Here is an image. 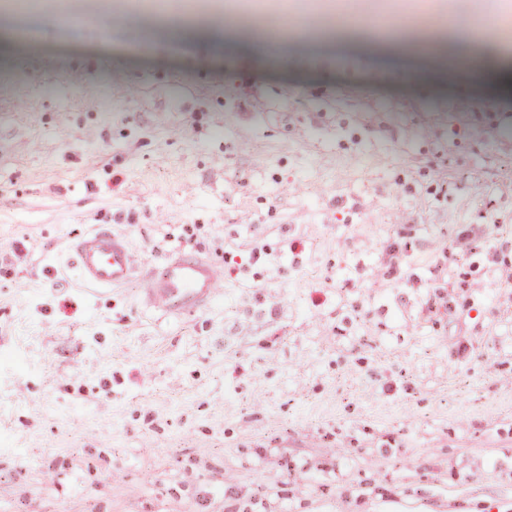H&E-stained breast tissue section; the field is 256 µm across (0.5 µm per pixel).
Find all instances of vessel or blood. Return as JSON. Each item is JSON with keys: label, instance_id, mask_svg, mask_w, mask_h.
<instances>
[{"label": "vessel or blood", "instance_id": "1", "mask_svg": "<svg viewBox=\"0 0 512 512\" xmlns=\"http://www.w3.org/2000/svg\"><path fill=\"white\" fill-rule=\"evenodd\" d=\"M74 256L82 278L99 287L121 285L135 269V257L126 239L108 229L80 238L74 245ZM223 281V272L211 263L181 255L166 262L160 274L147 276L143 300L156 309L191 313L215 298Z\"/></svg>", "mask_w": 512, "mask_h": 512}]
</instances>
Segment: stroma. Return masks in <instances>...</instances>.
<instances>
[{
  "label": "stroma",
  "mask_w": 512,
  "mask_h": 512,
  "mask_svg": "<svg viewBox=\"0 0 512 512\" xmlns=\"http://www.w3.org/2000/svg\"><path fill=\"white\" fill-rule=\"evenodd\" d=\"M78 9L0 46V512H512V88L295 47L313 11L262 55ZM184 252L222 292L144 308ZM74 256L82 278L99 287L121 285L135 269L130 245L109 229H100L80 238L74 245Z\"/></svg>",
  "instance_id": "obj_1"
}]
</instances>
